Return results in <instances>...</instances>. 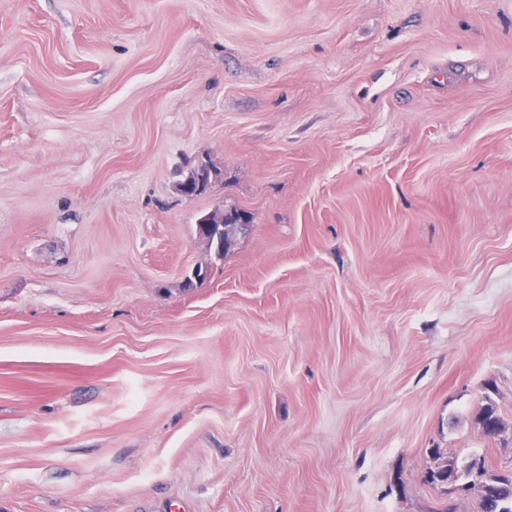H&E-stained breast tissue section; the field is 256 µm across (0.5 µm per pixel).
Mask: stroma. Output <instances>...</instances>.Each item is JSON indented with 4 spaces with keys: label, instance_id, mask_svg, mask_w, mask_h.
I'll return each mask as SVG.
<instances>
[{
    "label": "stroma",
    "instance_id": "stroma-1",
    "mask_svg": "<svg viewBox=\"0 0 512 512\" xmlns=\"http://www.w3.org/2000/svg\"><path fill=\"white\" fill-rule=\"evenodd\" d=\"M438 453L512 474V0H0V512H479ZM209 165L216 170L210 161ZM210 167L205 162L201 161V159L197 160L196 164L191 166L185 179L179 183L178 191L180 194L186 198H193L194 196L191 194V190L194 186L196 192L206 191L213 180L217 178V173ZM200 221L204 224H198V230L209 234V238L214 240L215 250L218 254L226 252L233 241L229 240V236L226 238L225 230L234 229L241 233L249 227L248 217L240 212L234 213V209L219 208V210L207 214ZM224 224H228L229 227L225 229ZM473 420L480 433L487 438H495L505 429L497 407L490 400L474 415Z\"/></svg>",
    "mask_w": 512,
    "mask_h": 512
}]
</instances>
